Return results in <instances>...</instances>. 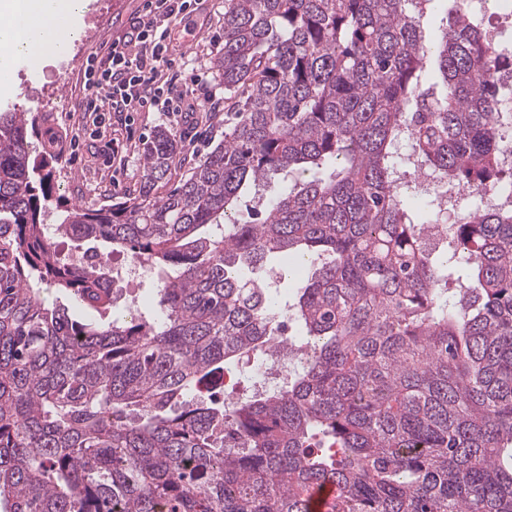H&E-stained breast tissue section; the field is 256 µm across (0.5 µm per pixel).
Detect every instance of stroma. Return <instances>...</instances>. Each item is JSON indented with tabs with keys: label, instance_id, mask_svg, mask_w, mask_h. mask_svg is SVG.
Returning a JSON list of instances; mask_svg holds the SVG:
<instances>
[{
	"label": "stroma",
	"instance_id": "obj_1",
	"mask_svg": "<svg viewBox=\"0 0 512 512\" xmlns=\"http://www.w3.org/2000/svg\"><path fill=\"white\" fill-rule=\"evenodd\" d=\"M143 3L144 0H89L77 21V33L66 57L54 56L37 66L16 58L10 88H0V109L38 114L43 130L55 134L61 154L57 197L88 208L138 196L146 178V145L155 130L171 125L165 113L142 111L134 113L131 124L126 126L113 120L96 126L81 110L87 57L103 53ZM196 21L202 26L196 35L187 34L180 23L171 27L174 46L184 53L189 67L204 74L206 88L188 97L198 110L180 126L182 135L177 140L176 154L166 177L155 188L161 196L178 185L191 164L224 138L223 112L202 104L205 95L218 99L224 96V81L214 65L223 47L224 0H205ZM112 140L122 144L123 152L109 161L101 149Z\"/></svg>",
	"mask_w": 512,
	"mask_h": 512
}]
</instances>
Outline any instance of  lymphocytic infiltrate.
<instances>
[{
    "label": "lymphocytic infiltrate",
    "instance_id": "f902f5d3",
    "mask_svg": "<svg viewBox=\"0 0 512 512\" xmlns=\"http://www.w3.org/2000/svg\"><path fill=\"white\" fill-rule=\"evenodd\" d=\"M198 9L199 0H145L142 13L130 21L122 37L113 40L105 55L87 57L83 111L98 124L151 108L183 111L188 86H201L203 77L173 71L169 24L175 18L192 17Z\"/></svg>",
    "mask_w": 512,
    "mask_h": 512
}]
</instances>
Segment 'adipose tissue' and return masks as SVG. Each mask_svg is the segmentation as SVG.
<instances>
[{
    "label": "adipose tissue",
    "instance_id": "adipose-tissue-1",
    "mask_svg": "<svg viewBox=\"0 0 512 512\" xmlns=\"http://www.w3.org/2000/svg\"><path fill=\"white\" fill-rule=\"evenodd\" d=\"M88 0H0V82L10 83L11 61L32 63L67 50Z\"/></svg>",
    "mask_w": 512,
    "mask_h": 512
}]
</instances>
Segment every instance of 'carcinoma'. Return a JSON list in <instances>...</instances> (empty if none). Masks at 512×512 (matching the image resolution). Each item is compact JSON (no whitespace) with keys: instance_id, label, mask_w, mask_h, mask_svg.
<instances>
[{"instance_id":"cac0c4a2","label":"carcinoma","mask_w":512,"mask_h":512,"mask_svg":"<svg viewBox=\"0 0 512 512\" xmlns=\"http://www.w3.org/2000/svg\"><path fill=\"white\" fill-rule=\"evenodd\" d=\"M429 2L229 0L224 140L164 197L160 128L138 196L57 198L61 235L112 246L94 262L60 257L45 224L59 150L0 110V512H312L326 484L327 512H512V209L470 201L432 250L442 207L416 221L397 183L404 129L468 196L512 181V52L468 17L426 42ZM293 170L258 222L232 220ZM124 250L160 274L152 312L111 313ZM288 258L314 270L283 304L248 273ZM281 348L286 387L217 397L225 370Z\"/></svg>"}]
</instances>
